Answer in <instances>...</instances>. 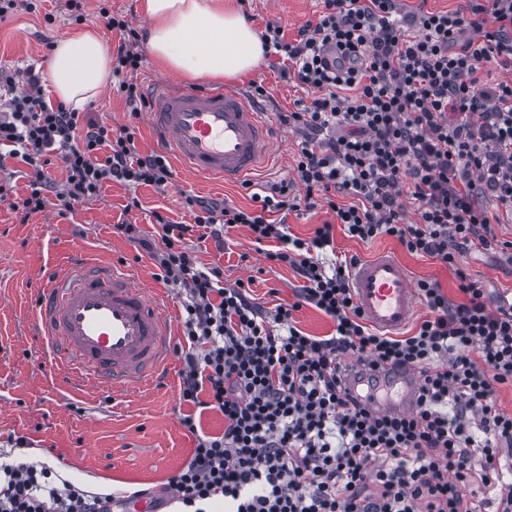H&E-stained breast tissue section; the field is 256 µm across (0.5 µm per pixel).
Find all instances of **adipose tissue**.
Segmentation results:
<instances>
[{
    "label": "adipose tissue",
    "mask_w": 512,
    "mask_h": 512,
    "mask_svg": "<svg viewBox=\"0 0 512 512\" xmlns=\"http://www.w3.org/2000/svg\"><path fill=\"white\" fill-rule=\"evenodd\" d=\"M152 25L148 46L163 67L192 77L238 78L252 72L265 48L252 24L224 0H145ZM112 80V60L98 37L79 33L57 41L49 83L56 97L83 108Z\"/></svg>",
    "instance_id": "1"
}]
</instances>
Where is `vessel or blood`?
<instances>
[{
  "label": "vessel or blood",
  "mask_w": 512,
  "mask_h": 512,
  "mask_svg": "<svg viewBox=\"0 0 512 512\" xmlns=\"http://www.w3.org/2000/svg\"><path fill=\"white\" fill-rule=\"evenodd\" d=\"M153 128L174 156L193 170L239 184L273 154L265 112L237 88L153 84ZM356 304L376 330L396 336L417 312L418 292L408 270L393 256L378 254L352 274ZM39 333L63 369L99 389L129 391L164 378L172 361L175 325L163 296L133 286L127 270L73 263L39 291ZM347 383L373 379L384 397L380 415H403L416 405L422 377L406 366L371 370L346 365Z\"/></svg>",
  "instance_id": "vessel-or-blood-1"
}]
</instances>
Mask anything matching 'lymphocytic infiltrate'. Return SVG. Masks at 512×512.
I'll return each mask as SVG.
<instances>
[{
	"instance_id": "lymphocytic-infiltrate-1",
	"label": "lymphocytic infiltrate",
	"mask_w": 512,
	"mask_h": 512,
	"mask_svg": "<svg viewBox=\"0 0 512 512\" xmlns=\"http://www.w3.org/2000/svg\"><path fill=\"white\" fill-rule=\"evenodd\" d=\"M118 32L115 73L129 107L145 103L132 77L144 56L131 21L101 9ZM265 46L311 92L279 113L300 135L292 182L252 192L253 209L226 200L184 198L191 223L156 215V236L138 240L158 278L179 286L183 335L179 399L192 404L182 426L197 445L171 478L181 512H512V412L497 392L512 386V310L489 307L461 264L472 249L512 261V240L495 227L512 222V0H464L453 11L408 9L402 0H323L316 22L287 41L270 23ZM493 66L507 79L484 82ZM28 91L0 69V166L32 167L24 215L98 196L103 183L166 187L167 155L138 153L135 128L119 130ZM60 155L64 184L48 173ZM304 195H291V184ZM326 208L335 220L311 237L292 236L285 214ZM362 242L396 239L413 255L452 268L466 302L437 282L417 289L428 313L412 331L387 336L367 326L350 275L358 256L329 257L333 226ZM215 242L247 228L270 242L267 261L302 280L292 304L266 308L243 283L225 286L187 242L198 228ZM312 306L335 324L312 336L293 314ZM381 368L421 371L418 405L408 415H377V391L346 389L345 357ZM220 411L224 431L199 433L197 412ZM51 469L26 458L0 462V512H110L112 495L55 485Z\"/></svg>"
}]
</instances>
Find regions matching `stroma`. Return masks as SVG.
Segmentation results:
<instances>
[{
  "instance_id": "stroma-1",
  "label": "stroma",
  "mask_w": 512,
  "mask_h": 512,
  "mask_svg": "<svg viewBox=\"0 0 512 512\" xmlns=\"http://www.w3.org/2000/svg\"><path fill=\"white\" fill-rule=\"evenodd\" d=\"M235 2L256 29L274 22L289 39L306 22L316 21L322 9L319 0ZM103 6L126 16L139 32H146L150 24L141 11V0H85V19L79 23L67 0H39L35 11L21 9L0 22V65L17 70L30 64L48 68L50 44L80 29L95 32L107 53H115L119 35L107 30L99 14ZM278 61V55H269L251 79L266 88L269 111L289 112L306 91L282 74ZM86 109L112 128L134 125L139 153L158 149L146 115L131 117L116 85L107 86ZM277 132L274 154L253 174V181L278 182L293 176L298 136L283 126ZM187 194L223 198L243 209L253 206L243 187L224 186L178 165L165 188L107 182L97 198L75 204L64 216L49 208L24 218L12 209L10 200L0 201V453L46 464L53 480L69 482L91 495L162 488L188 460L196 437L180 423L181 416L192 411L179 401L181 362H173L162 384L129 394L76 386L67 383L52 353L38 341L35 325L39 289L78 258L91 264L122 261L135 284L173 297V288L155 279L156 267L149 254L137 243L113 234L112 227L129 221L148 238L154 233L153 212L177 224L190 221L183 207ZM134 197L139 208L127 210ZM333 241L342 255L356 254L364 260L382 252L393 255L414 279L438 282L453 302L465 300L452 269L408 253L393 238L363 243L347 237L337 225ZM191 246L203 266L223 269L225 285L248 282L251 295L269 308L295 302L301 279L289 266L267 261L246 228L229 229L220 244L205 236L193 238ZM462 261L472 280L485 288L486 302L512 293V262L501 254L471 250Z\"/></svg>"
}]
</instances>
